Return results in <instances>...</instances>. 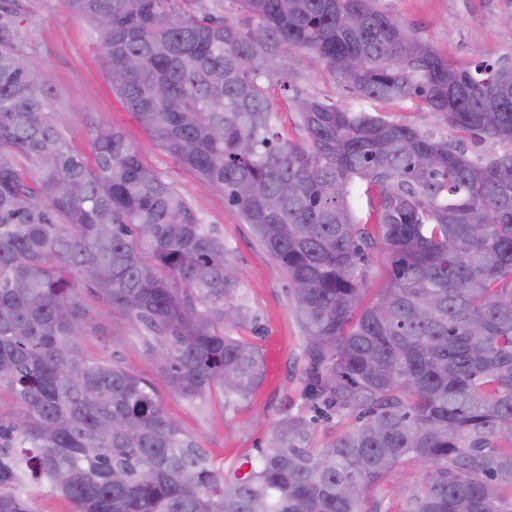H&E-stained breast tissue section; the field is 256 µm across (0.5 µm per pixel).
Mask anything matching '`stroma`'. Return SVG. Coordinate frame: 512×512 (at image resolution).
Listing matches in <instances>:
<instances>
[{"instance_id":"35a3bbf8","label":"stroma","mask_w":512,"mask_h":512,"mask_svg":"<svg viewBox=\"0 0 512 512\" xmlns=\"http://www.w3.org/2000/svg\"><path fill=\"white\" fill-rule=\"evenodd\" d=\"M22 3L23 24L31 37L29 57L51 74L50 117L62 134L84 151L93 123H108L124 131L145 163L175 183L243 269L239 299L251 310L254 321L238 334L260 349L265 378L248 401L233 409L225 408L224 393L217 387L201 402L187 403L170 391L140 325L110 311L85 285L80 288V298L94 315L97 328L80 341L81 355L121 366L147 380L166 411L198 440L215 465L228 468L256 459L267 447L278 420L286 412L303 409L296 362L303 336L291 306L287 275L223 194L202 188L193 174L160 151L113 96L99 66V34L74 18L64 0ZM376 5L458 66L468 67L480 60L512 61V0H376ZM285 71L293 90L303 96L334 101L355 111H380L397 122L418 120L413 101L384 106L361 99L310 54L291 53ZM421 477L416 467L402 466L390 478L389 489L371 496L368 512H404L406 496Z\"/></svg>"}]
</instances>
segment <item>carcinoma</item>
<instances>
[{"label": "carcinoma", "mask_w": 512, "mask_h": 512, "mask_svg": "<svg viewBox=\"0 0 512 512\" xmlns=\"http://www.w3.org/2000/svg\"><path fill=\"white\" fill-rule=\"evenodd\" d=\"M231 2L237 20L208 0H64L100 32L113 95L288 274L305 404L357 425L316 448L313 419L288 413L226 471L149 383L79 357L84 282L142 326L185 401L219 387L235 405L265 374L232 335L253 316L224 241L123 131L71 145L22 5L0 0V390L19 407L0 421V512H32L29 480L75 512H367L406 463L423 469L406 512H512V65L458 67L374 0ZM294 51L451 135L312 99L294 104L304 140L282 138L261 77ZM466 140L503 151L470 157ZM377 245L392 272L369 298Z\"/></svg>", "instance_id": "cac0c4a2"}]
</instances>
